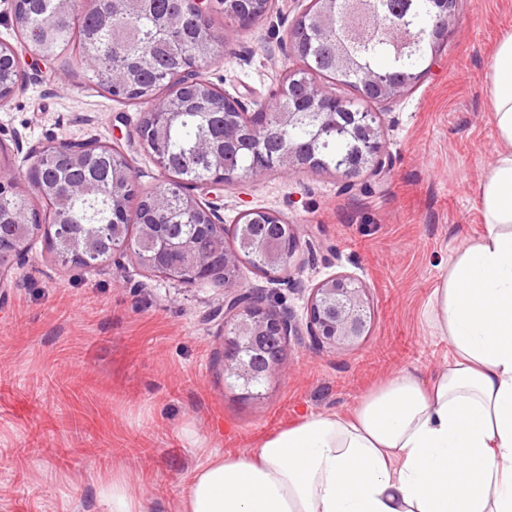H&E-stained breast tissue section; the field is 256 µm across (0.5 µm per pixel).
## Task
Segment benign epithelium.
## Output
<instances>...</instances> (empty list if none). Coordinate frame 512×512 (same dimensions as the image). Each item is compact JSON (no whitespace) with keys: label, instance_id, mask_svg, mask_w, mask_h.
<instances>
[{"label":"benign epithelium","instance_id":"1","mask_svg":"<svg viewBox=\"0 0 512 512\" xmlns=\"http://www.w3.org/2000/svg\"><path fill=\"white\" fill-rule=\"evenodd\" d=\"M211 0H188L191 12L197 23L207 28L210 25L209 10ZM236 4L235 21L248 25L258 18L267 16L273 8V0H233ZM350 14L368 18L377 11L376 0H348ZM438 6L436 28L447 34L452 23L456 8L450 0H436ZM77 0H55L54 10L47 19V25L53 26L56 21L67 16L76 9ZM338 19L336 0H309L307 7L297 17L296 22L302 26H310L321 30H330ZM389 36L395 50L399 53L409 51L415 38L407 31L392 28ZM223 46L210 43L202 47L201 60L189 63L182 74L180 91L185 95H193L199 89L205 90V97L211 101V110L205 113L207 121H219L223 130L224 146L237 142L241 136L242 127L239 116L242 115L241 103L238 99L226 94L201 77V70L222 57ZM356 68V60L347 46L340 40L336 41V73L346 74ZM318 74L311 73L308 80V95L305 105L312 110L335 111L342 108V102L325 93L317 83ZM412 77L408 76L401 82H392L381 75L370 71H360L357 83V98L354 104L359 109L346 113L350 124V136L355 142L349 158L347 169L343 171L348 185L364 170L379 177L386 171V161L383 157L380 141V130L376 113L368 111V104L395 100L403 96L410 85ZM320 144V132L315 130L305 143V152L290 147L278 157L264 154L261 150L256 153L263 164L256 170L255 175L278 169L288 174L296 173L311 166L308 157L314 156ZM100 148L93 141L73 142L67 144V159L72 166L84 165L90 156ZM204 152L210 165L216 171L214 180L205 183V188H217L235 177L223 172L224 157L220 148L213 146L210 141L204 142ZM81 187L69 182L62 185L53 196V211L55 222L70 228L67 224L69 200ZM185 206L198 217L203 228L211 234L224 233V225L217 220L216 208L213 202L188 195ZM262 215L261 224H277L288 234V261L280 262L278 256L271 253L267 257L270 267L287 273L294 266V257L298 250V238L293 225L284 222L282 217L274 212L261 209H250L244 215ZM139 234L138 240L148 244L150 254L145 257L150 270H160L167 280L177 283H190L198 270L205 271L209 277L224 288V324L232 328L224 333V378L232 379L237 387L246 390L256 376L264 374L266 381L277 378L280 374L282 359L278 358L267 364L261 372L246 356V351L256 344L261 336L276 335L287 341L290 336H300L307 333L311 342L323 349H336L355 343L368 335L371 326V313L366 299L365 289L358 286L355 278L347 274H336L322 280L312 293L308 302V318L306 330L294 321L291 313L279 312L267 303V296L261 291L238 292L241 284L238 279L239 254L228 251L220 256L201 259L192 254L184 244L172 242L165 234L164 225L158 223L152 210L147 209L136 220ZM179 250L185 254L186 262L181 266L166 264L168 254ZM23 254L15 251V243L0 239V279L10 271L13 260H19Z\"/></svg>","mask_w":512,"mask_h":512}]
</instances>
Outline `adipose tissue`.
<instances>
[{"label":"adipose tissue","mask_w":512,"mask_h":512,"mask_svg":"<svg viewBox=\"0 0 512 512\" xmlns=\"http://www.w3.org/2000/svg\"><path fill=\"white\" fill-rule=\"evenodd\" d=\"M487 79L499 149L478 196L486 231L434 290L447 367L210 459L170 512H512V33Z\"/></svg>","instance_id":"adipose-tissue-1"}]
</instances>
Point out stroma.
Returning a JSON list of instances; mask_svg holds the SVG:
<instances>
[{
	"label": "stroma",
	"instance_id": "obj_1",
	"mask_svg": "<svg viewBox=\"0 0 512 512\" xmlns=\"http://www.w3.org/2000/svg\"><path fill=\"white\" fill-rule=\"evenodd\" d=\"M308 0H276L241 29L219 10L221 61L202 76L247 112L271 103L294 60L289 32ZM512 33V0H460L445 48L404 97L377 112L385 174L345 187L336 173L268 171L225 185L214 203L224 224L263 209L294 224L299 267L265 274L240 263L243 288H266L278 310L307 318L313 288L347 274L366 290L368 336L342 349L289 337L281 375L260 396L224 384V290L178 284L132 253L92 267L63 263L45 238L0 281V512H108L114 470L150 512H167L213 454L240 452L304 414L346 413L394 375L428 378L448 362L433 291L457 251L485 230L479 186L499 148L487 72ZM0 105V152L32 197L30 154L93 140L129 163L138 194L163 175L132 136L144 109L113 100L70 56L24 60Z\"/></svg>",
	"mask_w": 512,
	"mask_h": 512
}]
</instances>
